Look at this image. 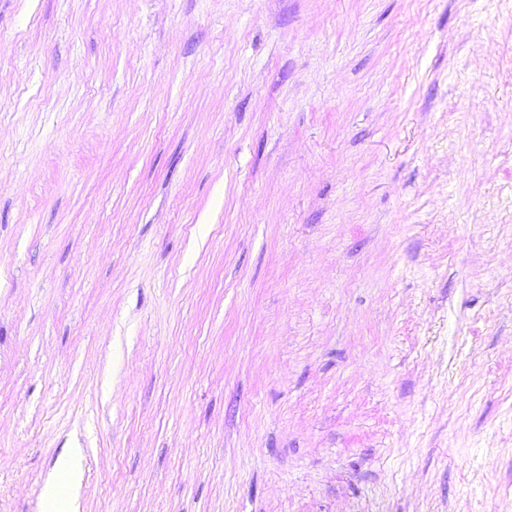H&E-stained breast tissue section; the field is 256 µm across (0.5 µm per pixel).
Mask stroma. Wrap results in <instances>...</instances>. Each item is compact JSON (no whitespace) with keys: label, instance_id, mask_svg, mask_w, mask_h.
Here are the masks:
<instances>
[{"label":"stroma","instance_id":"1","mask_svg":"<svg viewBox=\"0 0 512 512\" xmlns=\"http://www.w3.org/2000/svg\"><path fill=\"white\" fill-rule=\"evenodd\" d=\"M512 512V0H0V512Z\"/></svg>","mask_w":512,"mask_h":512}]
</instances>
